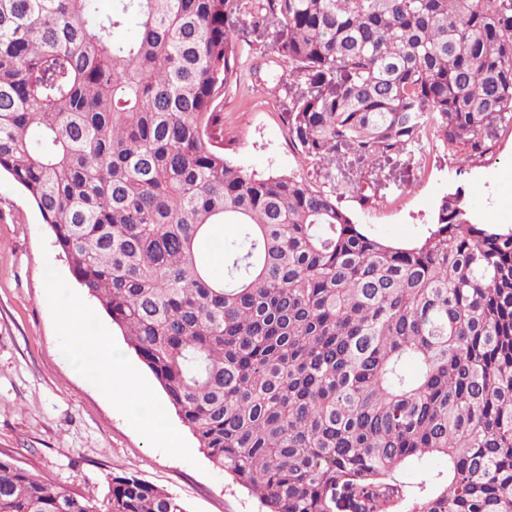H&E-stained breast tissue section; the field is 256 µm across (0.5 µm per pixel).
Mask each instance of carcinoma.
Wrapping results in <instances>:
<instances>
[{
	"label": "carcinoma",
	"mask_w": 512,
	"mask_h": 512,
	"mask_svg": "<svg viewBox=\"0 0 512 512\" xmlns=\"http://www.w3.org/2000/svg\"><path fill=\"white\" fill-rule=\"evenodd\" d=\"M96 2L0 0V171L202 453L267 512H512V226L471 221L459 187L394 244L332 173L415 164L430 135L488 153L512 125V0H263L288 139L328 191L224 154L245 0ZM429 455L446 480L405 483ZM0 512L187 510L132 474L94 500L0 455ZM423 471L442 472L441 478L444 479L447 475V464L440 458H427L420 464L407 465L403 471L402 478L408 483H415Z\"/></svg>",
	"instance_id": "obj_1"
}]
</instances>
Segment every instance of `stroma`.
Masks as SVG:
<instances>
[{
	"mask_svg": "<svg viewBox=\"0 0 512 512\" xmlns=\"http://www.w3.org/2000/svg\"><path fill=\"white\" fill-rule=\"evenodd\" d=\"M273 39L244 46L240 77L224 95V152L248 172L301 174L326 189L320 167L301 163L288 141L285 65ZM419 165L404 153L371 163L348 155L374 204L343 199L354 221L397 244L432 224L443 196L470 190V213L484 224L512 226V127L491 152L469 162L424 140ZM108 332L113 346L152 395L150 409L116 403L120 383L99 384L93 364L77 367L75 336ZM0 453L52 483L97 498L115 474L137 476L176 494L187 512H262L259 500L199 450L153 375L128 347L96 299L74 279L52 231L26 192L0 175Z\"/></svg>",
	"mask_w": 512,
	"mask_h": 512,
	"instance_id": "stroma-1",
	"label": "stroma"
}]
</instances>
